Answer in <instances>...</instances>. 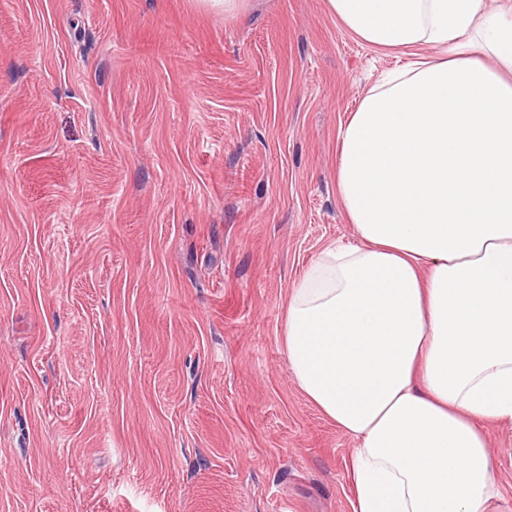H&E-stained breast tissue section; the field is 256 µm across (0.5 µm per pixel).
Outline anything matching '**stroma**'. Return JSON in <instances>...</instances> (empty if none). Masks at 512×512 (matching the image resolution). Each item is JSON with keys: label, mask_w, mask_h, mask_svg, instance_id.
Returning <instances> with one entry per match:
<instances>
[{"label": "stroma", "mask_w": 512, "mask_h": 512, "mask_svg": "<svg viewBox=\"0 0 512 512\" xmlns=\"http://www.w3.org/2000/svg\"><path fill=\"white\" fill-rule=\"evenodd\" d=\"M405 62L325 0H0V512H351L280 332L358 242L339 125Z\"/></svg>", "instance_id": "35a3bbf8"}]
</instances>
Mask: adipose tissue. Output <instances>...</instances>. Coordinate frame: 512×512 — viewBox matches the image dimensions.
Here are the masks:
<instances>
[{
	"label": "adipose tissue",
	"instance_id": "ef3b65f1",
	"mask_svg": "<svg viewBox=\"0 0 512 512\" xmlns=\"http://www.w3.org/2000/svg\"><path fill=\"white\" fill-rule=\"evenodd\" d=\"M409 55L341 124L359 243L292 288L300 392L357 443L352 512H490L482 423L512 421V0H326Z\"/></svg>",
	"mask_w": 512,
	"mask_h": 512
}]
</instances>
